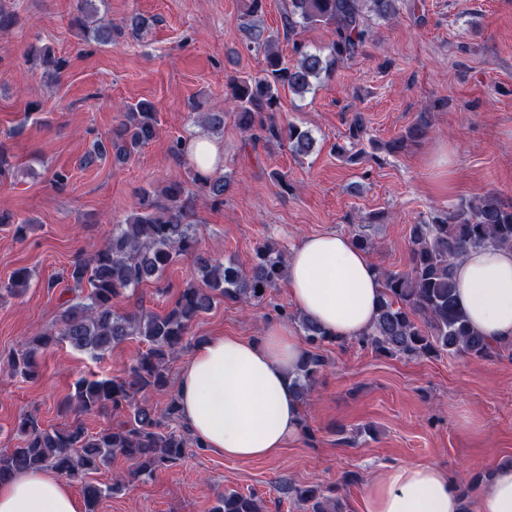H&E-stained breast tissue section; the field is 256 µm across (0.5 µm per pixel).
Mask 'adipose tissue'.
<instances>
[{"instance_id":"adipose-tissue-1","label":"adipose tissue","mask_w":512,"mask_h":512,"mask_svg":"<svg viewBox=\"0 0 512 512\" xmlns=\"http://www.w3.org/2000/svg\"><path fill=\"white\" fill-rule=\"evenodd\" d=\"M456 300L489 341L512 343V249L468 250L455 268ZM295 309L330 335L357 339L371 328L381 288L375 267L351 239L333 231L309 235L288 259ZM302 353L285 324L262 336H212L183 368L180 419L206 451L232 459H265L298 439L302 406L291 378ZM366 512H460L461 497L432 464L384 469L365 488ZM0 512H82L69 483L39 470L0 483ZM477 512H512V461L481 485Z\"/></svg>"}]
</instances>
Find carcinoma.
<instances>
[{"label":"carcinoma","mask_w":512,"mask_h":512,"mask_svg":"<svg viewBox=\"0 0 512 512\" xmlns=\"http://www.w3.org/2000/svg\"><path fill=\"white\" fill-rule=\"evenodd\" d=\"M398 0H284L282 27L292 38L296 63L287 64L276 41L259 23L264 0H249L242 26L247 48L263 54V68L256 73L237 72L227 78L225 108L198 111L196 122L210 133L224 132V110L235 113L242 132L252 142L287 140L298 154L314 148L310 132L276 120L280 93L305 97L336 69L353 61L371 35L370 21H389L397 12ZM72 25L85 42L109 45L122 29L99 16L95 0H78ZM330 29L332 39L323 50L296 39L299 31L311 26ZM29 59L38 62L43 74L59 80L67 61L46 45L30 44ZM121 117L108 143L97 142L85 158L91 164L113 150L114 160L123 162L153 140L157 132L156 108L141 99L120 109ZM429 122L422 117L391 143L390 150L419 145L428 136ZM228 182L218 172L193 171L188 185L174 182L162 195L141 190L136 208L125 221L115 224L112 233L89 256H77L69 278L87 293L64 303L58 326L40 331L32 345L8 359L11 373L34 379L39 373V351L67 344L94 356H103L130 336L146 344L135 361L119 378L78 383L75 393L60 404V412L73 419L61 427L44 426L33 414H23L17 422L22 445L0 452V482L27 471L52 470L60 476L80 481L84 488L85 512H96L104 493L126 486V477L113 478L106 489L85 478L120 456L130 463L129 476L150 477L160 467L181 461L189 446L201 447L190 434L169 428L178 419V398L171 393L169 361L187 347L189 329L201 315L223 300L242 304L259 303L286 278L287 261L273 245L255 251L253 266L242 269L199 251L197 227L190 218L198 196L213 206L224 204ZM409 270L394 273L376 269L382 288L378 313L370 330L358 342L380 354L408 359L435 357L442 353L489 358L500 345L490 344L475 332L455 299V262L471 248L512 247V203L504 204L494 192L462 200L451 210L429 221L414 224L410 231ZM179 260H189L202 286L180 290L169 309L158 314L144 308L119 312L113 301L134 293L145 282L162 281L166 270ZM29 273L17 270L4 285L11 294L27 287ZM284 319L297 321L308 350L303 352L293 384L304 397L325 366L321 347L334 342L312 320L286 309H278ZM166 397L162 410L148 402V396ZM110 410L121 421L90 433L79 420L83 414ZM283 494L305 506L306 512H339L336 500L326 497L318 486L285 485ZM210 512H266L262 500L252 494L224 492L216 497Z\"/></svg>","instance_id":"obj_1"}]
</instances>
